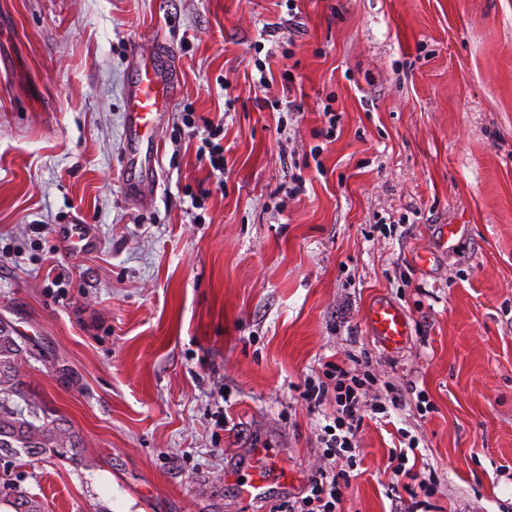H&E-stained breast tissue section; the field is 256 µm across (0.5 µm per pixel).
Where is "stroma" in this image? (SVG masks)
Here are the masks:
<instances>
[{
    "label": "stroma",
    "instance_id": "35a3bbf8",
    "mask_svg": "<svg viewBox=\"0 0 512 512\" xmlns=\"http://www.w3.org/2000/svg\"><path fill=\"white\" fill-rule=\"evenodd\" d=\"M297 6L0 0V317L39 352L32 397L81 441L1 459L0 483L45 512H268L321 464L333 407H308L305 380L361 355L405 403L364 419L340 512H390L403 433L439 482L418 512H512V0ZM160 33L178 81L145 206L119 178L124 90ZM265 62L301 83L297 111L272 109L281 84L255 95ZM187 105L224 121L223 183ZM75 217L97 248H61ZM440 224L458 229L444 249ZM377 300L408 317L399 351L368 331Z\"/></svg>",
    "mask_w": 512,
    "mask_h": 512
}]
</instances>
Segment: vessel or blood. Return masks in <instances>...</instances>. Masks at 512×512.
Wrapping results in <instances>:
<instances>
[{"instance_id": "1", "label": "vessel or blood", "mask_w": 512, "mask_h": 512, "mask_svg": "<svg viewBox=\"0 0 512 512\" xmlns=\"http://www.w3.org/2000/svg\"><path fill=\"white\" fill-rule=\"evenodd\" d=\"M130 60L136 80L125 91L122 135L128 156L138 167L137 178L128 182L126 189L131 197L138 199L146 187L158 179L156 133L172 102L175 75L174 66L165 51L158 49L144 54L135 50ZM58 238L67 249L73 248L78 241L87 249L96 244L89 229L80 230L73 224L60 225ZM366 321L373 336L386 349H399L408 340V321L402 310L391 303L372 304Z\"/></svg>"}]
</instances>
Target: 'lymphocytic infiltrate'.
Returning a JSON list of instances; mask_svg holds the SVG:
<instances>
[{
	"label": "lymphocytic infiltrate",
	"instance_id": "f902f5d3",
	"mask_svg": "<svg viewBox=\"0 0 512 512\" xmlns=\"http://www.w3.org/2000/svg\"><path fill=\"white\" fill-rule=\"evenodd\" d=\"M322 375L321 381L306 383L302 397L313 408L329 400L336 405L332 422L320 437L324 464L311 475L300 496L274 505L270 512H338L350 472L357 465V435L365 415L388 414L399 402L395 395H372L368 371L329 361Z\"/></svg>",
	"mask_w": 512,
	"mask_h": 512
}]
</instances>
